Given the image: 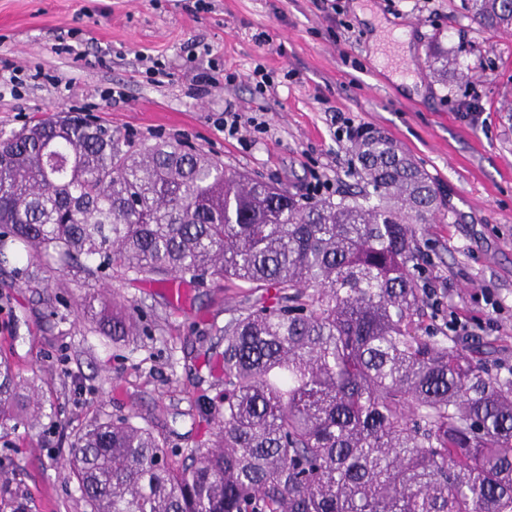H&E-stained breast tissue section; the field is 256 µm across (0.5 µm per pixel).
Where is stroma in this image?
Here are the masks:
<instances>
[{
    "instance_id": "1",
    "label": "stroma",
    "mask_w": 512,
    "mask_h": 512,
    "mask_svg": "<svg viewBox=\"0 0 512 512\" xmlns=\"http://www.w3.org/2000/svg\"><path fill=\"white\" fill-rule=\"evenodd\" d=\"M0 0V137L54 110L90 114L134 144L185 141L230 169L305 193L312 173L337 199L361 185L352 129L383 132L448 195L420 225L422 279L512 365V33L472 22L460 0ZM266 32L267 44L255 36ZM442 40L448 81L425 49ZM271 70L270 87L247 74ZM468 71L459 83L458 71ZM213 83L198 90L195 75ZM477 101L481 121L462 116ZM263 120L245 139L217 127L226 104ZM492 289L503 311L474 293ZM165 315L162 331L113 342L80 317L86 296ZM234 289L70 272L51 287L0 269V352L46 398L37 427L0 426V512H85L63 464L96 419L138 413L178 448L195 447L203 389L200 330L223 327Z\"/></svg>"
}]
</instances>
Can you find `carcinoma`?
<instances>
[{
  "label": "carcinoma",
  "instance_id": "cac0c4a2",
  "mask_svg": "<svg viewBox=\"0 0 512 512\" xmlns=\"http://www.w3.org/2000/svg\"><path fill=\"white\" fill-rule=\"evenodd\" d=\"M512 30V0H461ZM435 78L448 50L429 48ZM351 151L365 186L314 199L224 167L183 143L132 144L76 115L0 138V264L228 285L240 300L203 366L208 439L188 453L130 413L88 425L66 460L88 512H512V372L492 346L437 336L417 276V224L448 208L440 185L383 133ZM115 342L150 336L140 305H94ZM0 359V425L43 405Z\"/></svg>",
  "mask_w": 512,
  "mask_h": 512
}]
</instances>
